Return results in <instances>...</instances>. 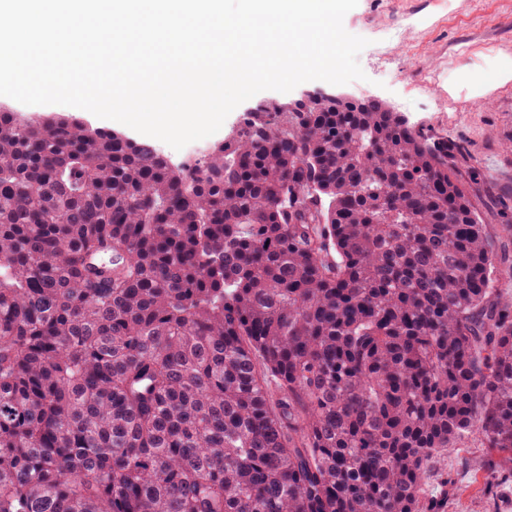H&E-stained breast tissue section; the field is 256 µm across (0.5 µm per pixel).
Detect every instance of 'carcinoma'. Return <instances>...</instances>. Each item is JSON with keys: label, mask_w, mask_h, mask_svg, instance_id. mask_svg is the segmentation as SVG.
<instances>
[{"label": "carcinoma", "mask_w": 512, "mask_h": 512, "mask_svg": "<svg viewBox=\"0 0 512 512\" xmlns=\"http://www.w3.org/2000/svg\"><path fill=\"white\" fill-rule=\"evenodd\" d=\"M403 115L249 112L204 162L0 108V512H446L512 465V305ZM491 457L498 455L476 436L462 438L441 456L429 481L448 478L447 512H512V474L487 469L484 460Z\"/></svg>", "instance_id": "carcinoma-1"}]
</instances>
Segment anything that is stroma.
Listing matches in <instances>:
<instances>
[{
  "label": "stroma",
  "instance_id": "1",
  "mask_svg": "<svg viewBox=\"0 0 512 512\" xmlns=\"http://www.w3.org/2000/svg\"><path fill=\"white\" fill-rule=\"evenodd\" d=\"M343 24L369 41L358 56L364 79L260 92L237 106L217 133L201 139L203 151L224 141L246 111L264 102L291 103L318 90L381 101L454 151L457 174L470 187L495 251L511 267L512 91L472 98L463 90L452 98L445 86L461 63L486 72L499 54H512V0H358ZM491 456L476 436L442 455L431 480L447 481L448 512H512V473L487 469Z\"/></svg>",
  "mask_w": 512,
  "mask_h": 512
}]
</instances>
